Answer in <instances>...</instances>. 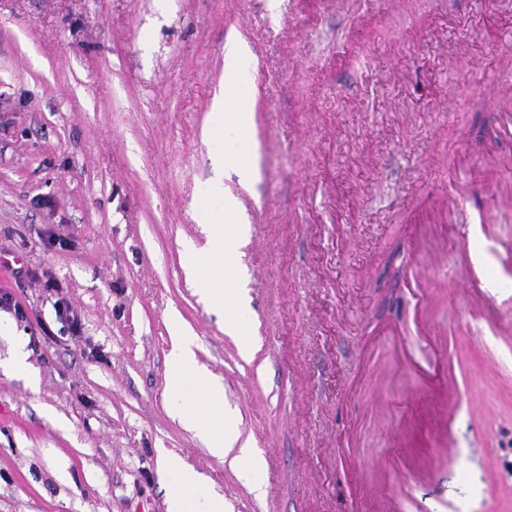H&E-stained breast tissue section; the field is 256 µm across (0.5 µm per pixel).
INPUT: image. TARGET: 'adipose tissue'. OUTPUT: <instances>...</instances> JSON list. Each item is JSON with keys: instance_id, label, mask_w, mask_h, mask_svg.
Wrapping results in <instances>:
<instances>
[{"instance_id": "1", "label": "adipose tissue", "mask_w": 512, "mask_h": 512, "mask_svg": "<svg viewBox=\"0 0 512 512\" xmlns=\"http://www.w3.org/2000/svg\"><path fill=\"white\" fill-rule=\"evenodd\" d=\"M225 67L232 81L224 90L226 100L235 101L234 111L218 105L214 114L215 125L232 131H246V101L250 90L251 74L236 44H228ZM224 210L227 216H235V200L225 194L222 183L209 184L204 190L199 214L206 226L209 238L208 250L187 246V270L201 293L210 302L232 310H239L244 296L239 285L223 288V271L232 264L236 249L245 229L239 224H223L215 217L216 210ZM172 350L168 357L167 396L172 414L183 428L194 432L219 459L247 462L257 480L255 491H263L258 477L265 469V461L249 443L243 442L234 428L226 424L224 394L211 381L210 373L199 366L194 352V339L183 327L178 316H171ZM159 465L168 480L167 512H224V499L208 485L206 478L183 466L174 457H161Z\"/></svg>"}]
</instances>
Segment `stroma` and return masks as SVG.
Listing matches in <instances>:
<instances>
[{
  "instance_id": "1",
  "label": "stroma",
  "mask_w": 512,
  "mask_h": 512,
  "mask_svg": "<svg viewBox=\"0 0 512 512\" xmlns=\"http://www.w3.org/2000/svg\"><path fill=\"white\" fill-rule=\"evenodd\" d=\"M232 41L248 186L212 141ZM214 181L247 226L248 360L183 261ZM499 181L512 0H0V294L24 311L0 335V512H166L162 453L227 512H512V334L456 288L475 230L448 221L449 187ZM413 221L432 263L407 255ZM174 313L266 462L263 495L169 411ZM443 354L448 389L421 372ZM47 288L55 292L57 296L56 301L54 302V309L56 312L57 319L62 323L67 324L68 329L72 332L73 335H77L80 333L81 323L79 318L74 314L70 304L67 299L63 295L62 290L59 288L57 283L48 281Z\"/></svg>"
}]
</instances>
